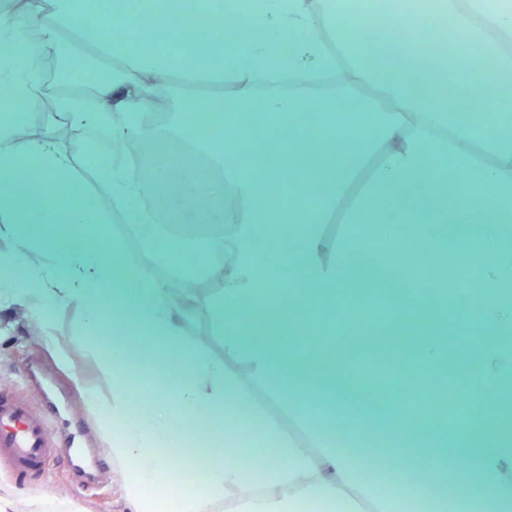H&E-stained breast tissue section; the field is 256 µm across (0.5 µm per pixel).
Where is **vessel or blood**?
<instances>
[{
	"instance_id": "1",
	"label": "vessel or blood",
	"mask_w": 512,
	"mask_h": 512,
	"mask_svg": "<svg viewBox=\"0 0 512 512\" xmlns=\"http://www.w3.org/2000/svg\"><path fill=\"white\" fill-rule=\"evenodd\" d=\"M26 380L36 386L37 400L0 391V465L19 473L41 471L61 449L71 448L80 453L78 467L86 481H94L95 433L85 421L67 422V394L49 372L29 367Z\"/></svg>"
}]
</instances>
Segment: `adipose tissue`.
I'll return each instance as SVG.
<instances>
[{
  "mask_svg": "<svg viewBox=\"0 0 512 512\" xmlns=\"http://www.w3.org/2000/svg\"><path fill=\"white\" fill-rule=\"evenodd\" d=\"M87 3L0 11V115L12 129L0 149V296L29 308L60 365L77 354L92 371L76 384L109 439L126 512H154L146 488L177 460L159 447L171 421L207 430L241 407L270 448L207 467L179 512L441 508L459 466L456 512H512V435L498 410L512 397V8L447 0L463 40L422 55L401 38L410 13L366 44L351 40L334 0H114L104 31L88 24ZM62 47L113 67L90 98H59L56 114L78 132L107 129L116 146L149 142L153 165L79 160L18 132ZM349 110V126L331 122ZM175 224L216 225L207 248L224 260L219 295L181 286L198 244ZM352 224L386 225L390 249L366 260L346 237ZM410 251L433 254L432 279L404 275ZM473 268L477 287L447 296ZM373 291L387 333L432 314L417 332L425 366L445 362L437 327L482 336L455 364L468 421L366 395L346 352L366 334ZM64 309L81 314L84 335L58 336L52 313ZM200 314L223 353L192 336ZM322 321L338 346L287 347ZM136 360L170 382L131 423ZM359 408L367 418L352 423Z\"/></svg>",
  "mask_w": 512,
  "mask_h": 512,
  "instance_id": "obj_1",
  "label": "adipose tissue"
}]
</instances>
